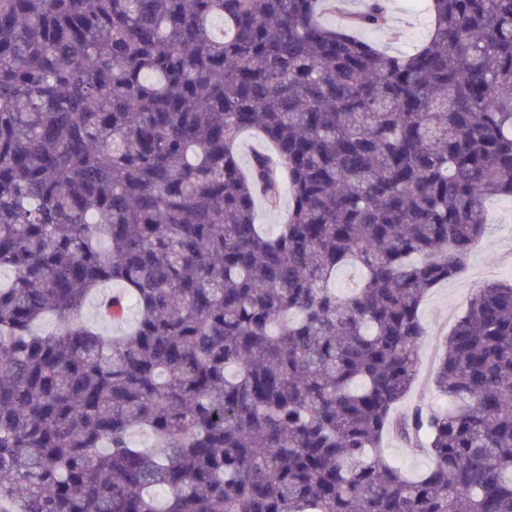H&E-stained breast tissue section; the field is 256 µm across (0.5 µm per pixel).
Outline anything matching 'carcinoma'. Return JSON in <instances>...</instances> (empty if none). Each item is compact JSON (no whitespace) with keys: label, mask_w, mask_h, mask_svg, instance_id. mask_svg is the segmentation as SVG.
<instances>
[{"label":"carcinoma","mask_w":512,"mask_h":512,"mask_svg":"<svg viewBox=\"0 0 512 512\" xmlns=\"http://www.w3.org/2000/svg\"><path fill=\"white\" fill-rule=\"evenodd\" d=\"M343 2L0 0V512H512V280L444 341L446 405L392 415L512 197V0H425L409 55ZM289 196L283 195L279 205L276 208H267L263 204H258L257 223L262 224L265 230L271 234L277 232L280 224H285L288 220ZM388 457L409 475H417L429 467V458L421 452H413L392 433L386 434L382 441Z\"/></svg>","instance_id":"1"}]
</instances>
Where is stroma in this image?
I'll return each mask as SVG.
<instances>
[{"mask_svg": "<svg viewBox=\"0 0 512 512\" xmlns=\"http://www.w3.org/2000/svg\"><path fill=\"white\" fill-rule=\"evenodd\" d=\"M412 0H388V22L369 40L391 54L413 51L428 35V16L413 13ZM489 231L474 249L465 270L448 282L433 288L420 309L426 339L418 351L416 382L406 398L395 408L402 417L416 406L435 403L433 375L440 349L455 319L461 315L481 284L489 280H512V199L497 197L486 205Z\"/></svg>", "mask_w": 512, "mask_h": 512, "instance_id": "35a3bbf8", "label": "stroma"}]
</instances>
